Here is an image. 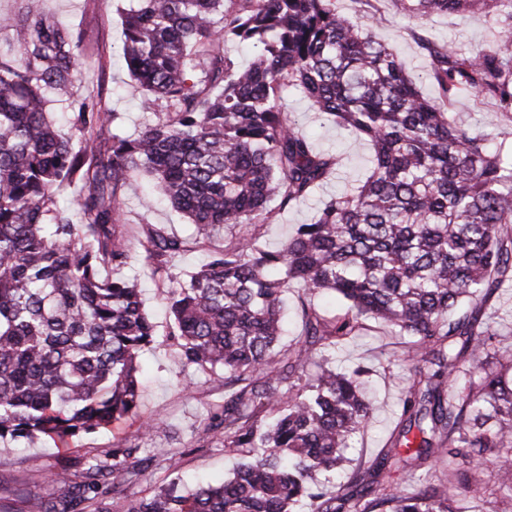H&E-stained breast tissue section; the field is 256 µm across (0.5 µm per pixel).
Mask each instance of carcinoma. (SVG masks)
I'll use <instances>...</instances> for the list:
<instances>
[{"instance_id":"cac0c4a2","label":"carcinoma","mask_w":512,"mask_h":512,"mask_svg":"<svg viewBox=\"0 0 512 512\" xmlns=\"http://www.w3.org/2000/svg\"><path fill=\"white\" fill-rule=\"evenodd\" d=\"M122 56L150 114L126 136L103 82H77L83 34L42 0L0 16V440L47 438L67 454L77 437L136 415L140 352L156 341L136 285L102 275L129 264L124 188L146 173L194 225L187 238L145 223L139 245L169 283L168 336L185 366L224 380L207 431L245 457L217 484L173 478L152 495L107 497L141 473L136 448L112 449L80 484L58 482L60 508L21 485L0 512H470L477 471L495 472V512H512V354L482 311L512 283V146L459 124L465 96L512 123V0H392L409 19L482 11L499 29L491 50L417 40L435 96L392 49L336 9V0H129ZM228 40L255 49L245 68ZM299 90L321 114L369 142L364 181L323 204L281 246L258 234L212 244L222 229L262 227L322 185L339 159L296 131L283 100ZM70 109V132L48 118ZM72 190L75 208L59 197ZM208 248L183 277L180 254ZM339 294L327 318L302 303L303 339L280 347L288 289ZM386 323L388 362L408 371L402 413L384 447L336 481L350 441L371 421L360 376L319 368L327 348ZM425 469L415 492L391 479Z\"/></svg>"}]
</instances>
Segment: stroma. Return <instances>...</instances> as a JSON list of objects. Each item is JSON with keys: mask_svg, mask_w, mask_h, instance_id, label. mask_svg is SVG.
Returning a JSON list of instances; mask_svg holds the SVG:
<instances>
[{"mask_svg": "<svg viewBox=\"0 0 512 512\" xmlns=\"http://www.w3.org/2000/svg\"><path fill=\"white\" fill-rule=\"evenodd\" d=\"M124 7L123 0H45L44 3L46 12L61 24L83 31L85 66L81 77L88 81L98 73H105L111 107L121 117L120 128L132 135L140 129L146 115L130 91L127 68L118 56ZM336 8L346 17L369 21L372 38L400 55L409 75L428 97L433 96L434 87L428 76V62L414 38L416 30H424L436 42L460 48L488 47L498 42L496 29L481 12L435 16L419 22L398 14L391 0H336ZM285 107L297 130L308 135L318 150L339 157L340 166L305 202L278 213L263 226L259 242L269 250L277 249L298 225L310 222L324 200L362 177L370 155L367 142L354 140L319 115L299 92L287 93ZM149 182L148 176H134L125 192L123 221L129 245L137 246L146 222L180 237L192 234V225L171 206L158 202L153 208L145 207ZM123 274L138 282L145 311L157 335L156 344L140 355L143 392L137 415L112 429L80 435L74 442L75 453L67 456L43 438L21 443L0 442V490L21 483L32 494L47 497L52 491L51 475H61L73 484L82 482L88 462H108L113 448L118 446L139 449L141 457L149 461L136 482L120 487L121 494L131 498L150 495L171 479L170 470L156 456L161 448L182 450L180 474L190 482L224 480L240 463V456L216 446L204 432L211 409L224 403V382L184 367L175 348L167 342L169 318L163 283L152 276L138 255L124 268ZM392 341L386 327L369 319L358 336L322 355L323 365L329 369L362 366L368 370L365 383L374 414L365 432L355 437L345 451L353 466L374 457L383 448L401 414L405 375L385 357ZM144 421L160 423L161 428L150 435H140L139 425Z\"/></svg>", "mask_w": 512, "mask_h": 512, "instance_id": "stroma-1", "label": "stroma"}]
</instances>
